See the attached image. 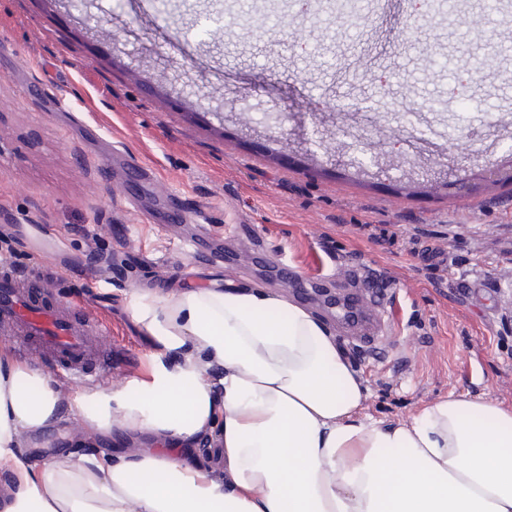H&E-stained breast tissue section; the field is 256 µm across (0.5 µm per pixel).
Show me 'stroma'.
I'll return each instance as SVG.
<instances>
[{"label": "stroma", "mask_w": 512, "mask_h": 512, "mask_svg": "<svg viewBox=\"0 0 512 512\" xmlns=\"http://www.w3.org/2000/svg\"><path fill=\"white\" fill-rule=\"evenodd\" d=\"M239 2L201 47L196 24L224 0H172L167 15L88 0L104 37L59 0H0V228L18 230L17 273L50 253L68 284L46 290L127 352L108 382L120 388L155 352L133 315L140 290L265 283L334 325L310 284L342 293L369 266L387 288L384 354L335 332L368 388L361 414L407 422L451 395L512 411V181L481 176L512 161V0L488 15L486 0L451 15L320 0L274 27L268 0ZM354 141L365 168L349 163ZM116 145L155 178L112 165ZM199 220L222 233L223 262L188 246ZM53 388L61 417L22 435L26 458L131 451L117 428L81 438L74 388Z\"/></svg>", "instance_id": "obj_1"}]
</instances>
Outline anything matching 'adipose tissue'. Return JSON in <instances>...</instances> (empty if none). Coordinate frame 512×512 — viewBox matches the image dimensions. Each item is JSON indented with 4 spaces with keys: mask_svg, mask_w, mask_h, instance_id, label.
<instances>
[{
    "mask_svg": "<svg viewBox=\"0 0 512 512\" xmlns=\"http://www.w3.org/2000/svg\"><path fill=\"white\" fill-rule=\"evenodd\" d=\"M133 311L157 342L148 375L77 393L72 412L88 432L158 447L210 436L221 479L158 448L20 458L21 432L47 430L61 407L0 351V512H512V411L451 396L408 423L361 417L367 388L330 327L266 288L144 293Z\"/></svg>",
    "mask_w": 512,
    "mask_h": 512,
    "instance_id": "1",
    "label": "adipose tissue"
}]
</instances>
